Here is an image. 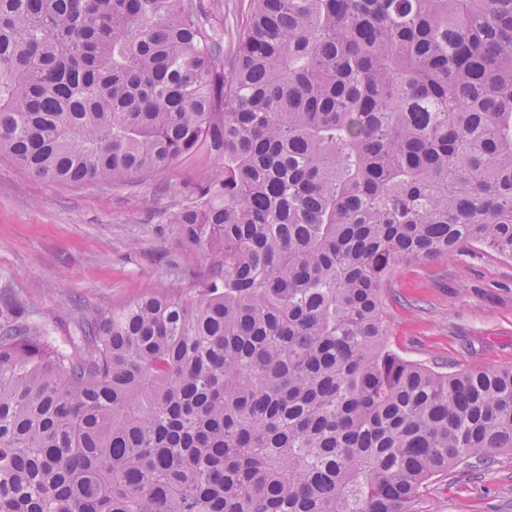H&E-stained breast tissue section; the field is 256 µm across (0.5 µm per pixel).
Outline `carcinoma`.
<instances>
[{
  "instance_id": "obj_1",
  "label": "carcinoma",
  "mask_w": 512,
  "mask_h": 512,
  "mask_svg": "<svg viewBox=\"0 0 512 512\" xmlns=\"http://www.w3.org/2000/svg\"><path fill=\"white\" fill-rule=\"evenodd\" d=\"M224 63L219 64V57ZM205 150L204 264L84 316L0 304V512H412L512 452V366L388 346L403 262L512 259V0H0V158L129 185ZM205 28L224 37V50H229L232 35L245 21V5L241 0H193Z\"/></svg>"
}]
</instances>
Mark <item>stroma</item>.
Instances as JSON below:
<instances>
[{
    "instance_id": "stroma-1",
    "label": "stroma",
    "mask_w": 512,
    "mask_h": 512,
    "mask_svg": "<svg viewBox=\"0 0 512 512\" xmlns=\"http://www.w3.org/2000/svg\"><path fill=\"white\" fill-rule=\"evenodd\" d=\"M205 28L231 39L244 0H195ZM185 158L128 186L51 184L0 159V296L23 301L59 346L82 314L104 313L179 283L203 257L180 245L173 223L189 183L213 169ZM388 344L446 370L512 365V260L466 248L448 259L402 264L387 301ZM414 512H512V454L455 469L423 489Z\"/></svg>"
}]
</instances>
